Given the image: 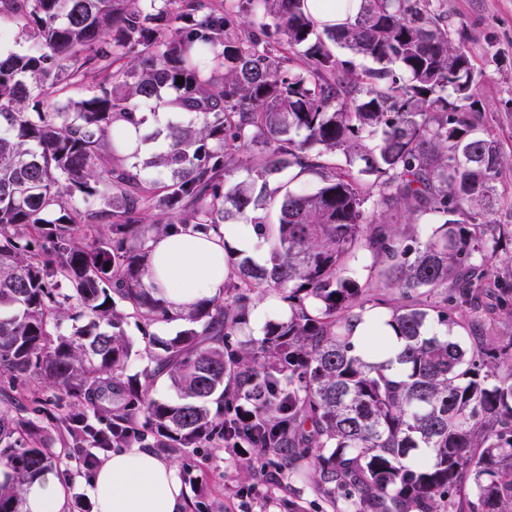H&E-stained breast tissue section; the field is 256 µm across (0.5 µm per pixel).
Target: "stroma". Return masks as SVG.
Returning <instances> with one entry per match:
<instances>
[{
  "mask_svg": "<svg viewBox=\"0 0 512 512\" xmlns=\"http://www.w3.org/2000/svg\"><path fill=\"white\" fill-rule=\"evenodd\" d=\"M450 29H465L466 46L484 76L474 123L512 158V0H445ZM49 449L60 462L54 473L66 490L65 512H94L91 477L80 471L60 422L49 421ZM174 464L184 493V512H336L307 477L276 469L267 456L241 460L218 442L205 448H161Z\"/></svg>",
  "mask_w": 512,
  "mask_h": 512,
  "instance_id": "obj_1",
  "label": "stroma"
}]
</instances>
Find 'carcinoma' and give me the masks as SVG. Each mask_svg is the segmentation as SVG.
Instances as JSON below:
<instances>
[{
	"label": "carcinoma",
	"instance_id": "carcinoma-1",
	"mask_svg": "<svg viewBox=\"0 0 512 512\" xmlns=\"http://www.w3.org/2000/svg\"><path fill=\"white\" fill-rule=\"evenodd\" d=\"M4 15L38 49L0 53V512H20L24 485L57 465L10 395L29 376L37 403L80 399L62 420L73 448L220 441L272 454L343 512H512V336L466 351L430 331L474 306L507 233L488 210L507 160L472 121L482 71L443 0H361L336 25L307 0H0ZM337 48L375 66L357 72ZM209 59L223 81L205 76ZM89 71L90 96L51 107ZM149 102L194 122L149 161L170 180L165 216L146 219L118 124H139ZM337 151L345 164L324 160ZM240 167L248 178L225 189ZM287 169L319 187L284 194L269 227L256 212ZM75 196L100 208L82 212ZM426 212L441 223L423 238ZM234 218L271 243L269 265L241 261L226 299L201 300L184 314L193 327L158 338L151 326L171 315L147 282L149 242ZM361 251L364 281L350 275ZM383 279L393 296L372 292ZM495 287L512 316V283ZM259 290L280 294L288 320L231 342ZM73 309L88 323L52 339L50 320ZM129 318L153 347L142 380L124 374ZM384 327L400 348L378 361ZM161 375L179 401L147 397Z\"/></svg>",
	"mask_w": 512,
	"mask_h": 512
}]
</instances>
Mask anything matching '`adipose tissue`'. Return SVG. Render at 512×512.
<instances>
[{
  "label": "adipose tissue",
  "mask_w": 512,
  "mask_h": 512,
  "mask_svg": "<svg viewBox=\"0 0 512 512\" xmlns=\"http://www.w3.org/2000/svg\"><path fill=\"white\" fill-rule=\"evenodd\" d=\"M249 250L251 227L225 224L201 236L189 232L155 237L148 282L178 316L201 299L223 292L225 242ZM88 493L95 512H182V486L175 466L145 448L112 451L93 476ZM65 491L54 473L27 484L21 512H62Z\"/></svg>",
  "instance_id": "ef3b65f1"
}]
</instances>
